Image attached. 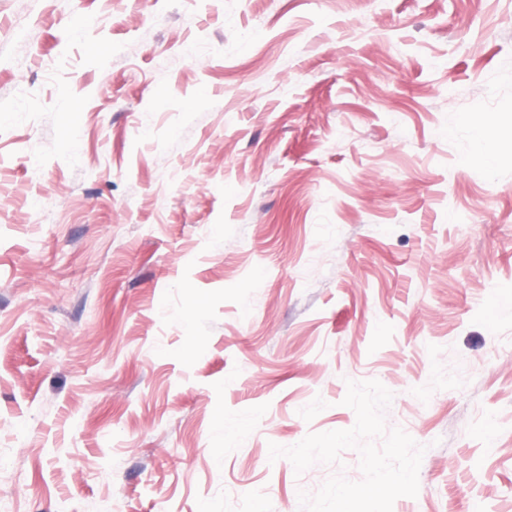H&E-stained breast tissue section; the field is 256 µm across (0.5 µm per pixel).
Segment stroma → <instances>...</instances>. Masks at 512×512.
<instances>
[{"label":"stroma","mask_w":512,"mask_h":512,"mask_svg":"<svg viewBox=\"0 0 512 512\" xmlns=\"http://www.w3.org/2000/svg\"><path fill=\"white\" fill-rule=\"evenodd\" d=\"M508 61L512 0H0V502L299 512L375 379L393 512H512Z\"/></svg>","instance_id":"1"}]
</instances>
